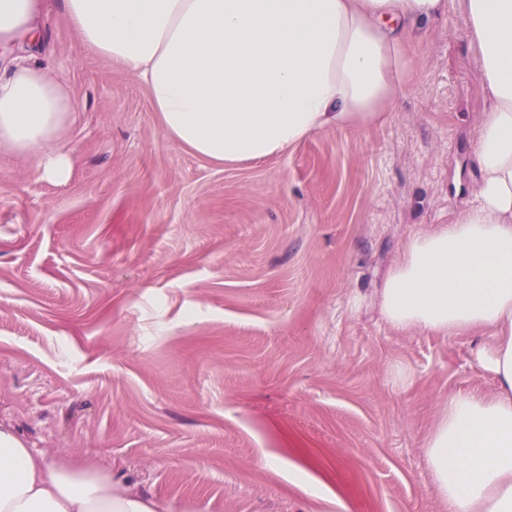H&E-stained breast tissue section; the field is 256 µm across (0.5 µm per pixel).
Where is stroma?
<instances>
[{
    "mask_svg": "<svg viewBox=\"0 0 512 512\" xmlns=\"http://www.w3.org/2000/svg\"><path fill=\"white\" fill-rule=\"evenodd\" d=\"M42 63L77 117L67 182L0 150V424L167 512H445L423 438L494 388L475 336L397 331L379 291L469 200L485 109L467 27L417 23L383 126L215 165L49 0Z\"/></svg>",
    "mask_w": 512,
    "mask_h": 512,
    "instance_id": "35a3bbf8",
    "label": "stroma"
}]
</instances>
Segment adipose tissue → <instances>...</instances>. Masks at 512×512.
<instances>
[{"label":"adipose tissue","mask_w":512,"mask_h":512,"mask_svg":"<svg viewBox=\"0 0 512 512\" xmlns=\"http://www.w3.org/2000/svg\"><path fill=\"white\" fill-rule=\"evenodd\" d=\"M80 42L140 81L165 134L217 164L264 160L329 127L386 122L417 21L463 16L487 105L474 196L403 244L379 307L397 330L477 336L489 393L448 397L423 448L447 512H512V0H59ZM43 0H0V47L40 45ZM69 85L36 54L0 74V149L66 181ZM0 512H160L125 477L60 463L0 426Z\"/></svg>","instance_id":"adipose-tissue-1"}]
</instances>
